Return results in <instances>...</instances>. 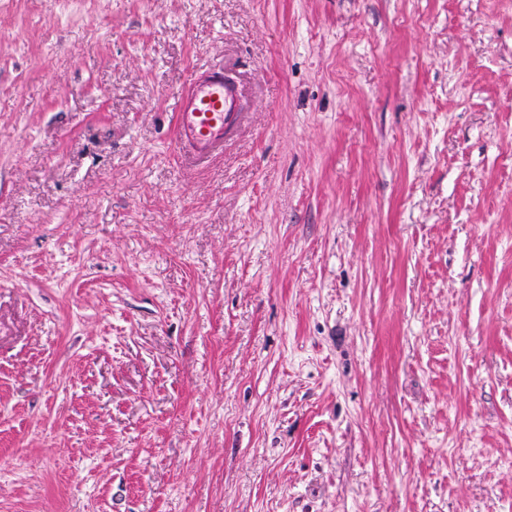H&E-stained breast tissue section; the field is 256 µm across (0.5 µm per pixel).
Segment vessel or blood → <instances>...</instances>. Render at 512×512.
Here are the masks:
<instances>
[{
    "label": "vessel or blood",
    "instance_id": "b4317fda",
    "mask_svg": "<svg viewBox=\"0 0 512 512\" xmlns=\"http://www.w3.org/2000/svg\"><path fill=\"white\" fill-rule=\"evenodd\" d=\"M239 83L223 68L194 75L178 94L175 147L202 161L222 148L239 122Z\"/></svg>",
    "mask_w": 512,
    "mask_h": 512
}]
</instances>
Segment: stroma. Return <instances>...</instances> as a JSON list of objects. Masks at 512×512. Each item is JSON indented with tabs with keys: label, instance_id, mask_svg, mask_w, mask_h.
Listing matches in <instances>:
<instances>
[{
	"label": "stroma",
	"instance_id": "obj_1",
	"mask_svg": "<svg viewBox=\"0 0 512 512\" xmlns=\"http://www.w3.org/2000/svg\"><path fill=\"white\" fill-rule=\"evenodd\" d=\"M0 512H512V0H0ZM240 95L223 67L195 74L178 93L175 148L195 161L211 157L237 128Z\"/></svg>",
	"mask_w": 512,
	"mask_h": 512
}]
</instances>
